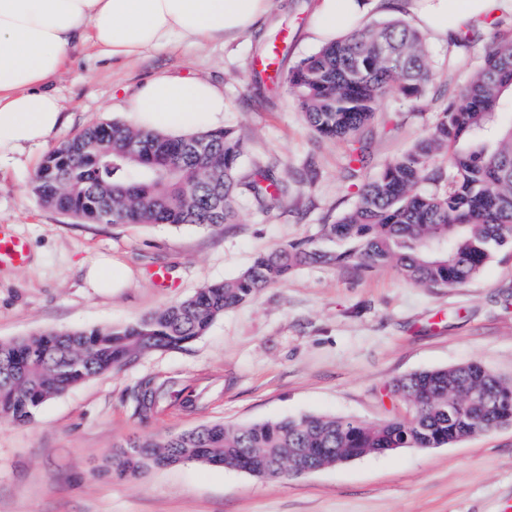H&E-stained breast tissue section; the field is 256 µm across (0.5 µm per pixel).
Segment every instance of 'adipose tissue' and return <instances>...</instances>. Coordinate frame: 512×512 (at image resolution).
<instances>
[{
    "label": "adipose tissue",
    "instance_id": "obj_1",
    "mask_svg": "<svg viewBox=\"0 0 512 512\" xmlns=\"http://www.w3.org/2000/svg\"><path fill=\"white\" fill-rule=\"evenodd\" d=\"M270 0H0V153L47 142L62 125L52 80L72 51L132 60L179 42L202 43L251 28ZM512 0H413L415 23L447 35L449 19L463 20ZM364 0H321L316 32L340 38L358 26ZM224 91L210 81L160 72L131 100L140 128L190 130L223 112Z\"/></svg>",
    "mask_w": 512,
    "mask_h": 512
}]
</instances>
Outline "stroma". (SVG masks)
<instances>
[{
	"label": "stroma",
	"mask_w": 512,
	"mask_h": 512,
	"mask_svg": "<svg viewBox=\"0 0 512 512\" xmlns=\"http://www.w3.org/2000/svg\"><path fill=\"white\" fill-rule=\"evenodd\" d=\"M321 0H271L229 41L183 44L130 62L73 53L55 82L64 124L47 143L0 156V224L27 238L22 269L0 270V340L48 329L122 326L204 285L242 273L257 253L313 237L350 210L359 187L405 156L447 98L483 63L485 38L458 48L427 35L435 80L423 98L388 96L365 127L367 162L347 172L345 142L307 126L282 75L260 79L264 45L284 42L283 70L318 50ZM224 89L215 128L245 143L243 170L287 175V199L263 211L239 199L235 223L89 224L43 205L29 185L62 141L102 123L130 125V99L155 73ZM112 261L124 285L89 288L85 266ZM175 285L157 287L153 270ZM512 250L455 288H424L380 268L303 267L218 317L177 349L139 357L46 401L25 425L0 421V512H505L512 505V426L429 450L368 455L286 481L186 462L134 480L101 474L112 448L204 424L243 425L308 414L380 423L403 413L385 388L407 374L477 361L512 381ZM168 385L150 416L136 413L144 380Z\"/></svg>",
	"instance_id": "1"
}]
</instances>
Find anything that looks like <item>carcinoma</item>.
<instances>
[{
    "instance_id": "cac0c4a2",
    "label": "carcinoma",
    "mask_w": 512,
    "mask_h": 512,
    "mask_svg": "<svg viewBox=\"0 0 512 512\" xmlns=\"http://www.w3.org/2000/svg\"><path fill=\"white\" fill-rule=\"evenodd\" d=\"M484 64L446 101L430 133L406 156L361 186L355 207L317 236L257 254L238 277L210 283L191 297L123 326L46 329L0 342V419L31 422L49 398L92 377L204 335L224 311L255 298L308 266L389 267L425 288L474 279L501 249L512 247V125L484 137L512 86V27L494 22ZM485 24L473 19L451 35L467 46ZM422 33L405 19L357 27L290 68L286 83L308 127L349 144L348 172L365 162L357 134L397 94L414 102L434 81ZM104 142L100 154L82 143ZM203 141L208 152L198 154ZM447 152V165L435 156ZM246 147L229 128L172 136L124 124L90 126L49 153L30 188L46 206L86 222L195 225L219 231L236 219L246 193L269 210L287 193L269 168L240 169ZM409 404L406 417L379 424L304 415L229 426L202 425L114 449L118 479L151 467L191 462L255 467L286 479V448H302L313 465H332L356 448H439L477 430L512 422V391L479 362L414 372L387 386ZM165 396L147 381L136 412L151 414Z\"/></svg>"
}]
</instances>
